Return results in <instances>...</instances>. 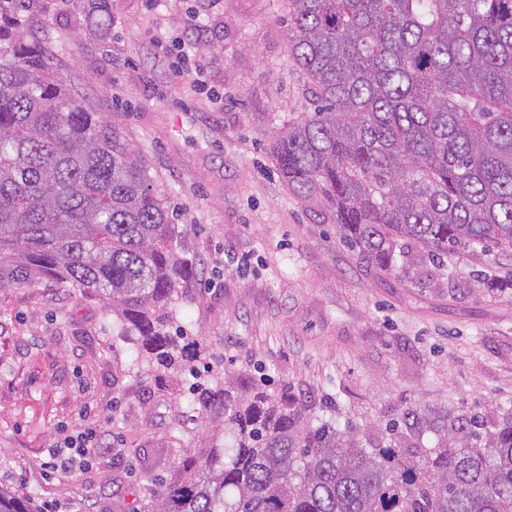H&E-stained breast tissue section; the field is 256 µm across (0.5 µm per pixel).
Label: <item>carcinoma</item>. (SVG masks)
I'll return each instance as SVG.
<instances>
[{
  "instance_id": "carcinoma-1",
  "label": "carcinoma",
  "mask_w": 512,
  "mask_h": 512,
  "mask_svg": "<svg viewBox=\"0 0 512 512\" xmlns=\"http://www.w3.org/2000/svg\"><path fill=\"white\" fill-rule=\"evenodd\" d=\"M0 0V288L56 283L99 298L140 342L137 367L203 357L169 308L203 264L146 160L82 104ZM289 49L313 111L273 146L281 180L336 218L383 271L448 254H512V0H288ZM105 38L112 17L87 19ZM211 444L179 462L150 512H512V420L437 424L406 409L384 436L311 423L288 385L242 371L195 389ZM434 446L422 444L424 433ZM0 512H34L0 489Z\"/></svg>"
}]
</instances>
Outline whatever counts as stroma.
Instances as JSON below:
<instances>
[{
  "label": "stroma",
  "mask_w": 512,
  "mask_h": 512,
  "mask_svg": "<svg viewBox=\"0 0 512 512\" xmlns=\"http://www.w3.org/2000/svg\"><path fill=\"white\" fill-rule=\"evenodd\" d=\"M108 38L89 0H31L30 30L59 75L145 156L205 266L172 305L209 366L288 386L339 430L409 407L434 421L512 416V295L474 270L512 272L499 251L458 252L415 282L359 260L329 211L278 176L271 146L312 109L288 45V0H108ZM200 76H176L183 54ZM136 337L95 297L51 283L0 292V487L53 512H144V489L209 444L188 374L140 373ZM99 428L113 452L67 476L53 440Z\"/></svg>",
  "instance_id": "obj_1"
}]
</instances>
